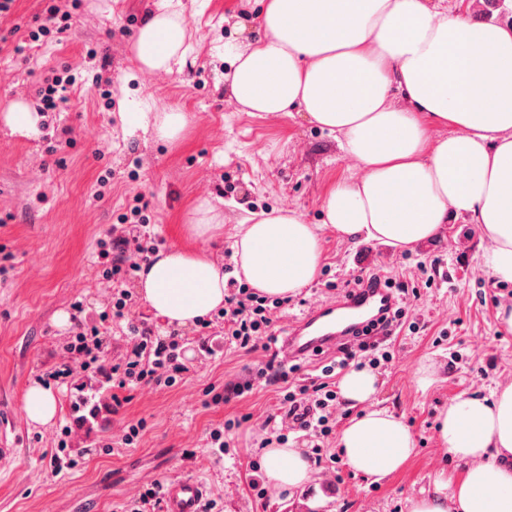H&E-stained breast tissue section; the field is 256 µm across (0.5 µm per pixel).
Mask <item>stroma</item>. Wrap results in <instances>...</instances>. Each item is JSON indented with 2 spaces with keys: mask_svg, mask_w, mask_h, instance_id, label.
Returning <instances> with one entry per match:
<instances>
[{
  "mask_svg": "<svg viewBox=\"0 0 512 512\" xmlns=\"http://www.w3.org/2000/svg\"><path fill=\"white\" fill-rule=\"evenodd\" d=\"M154 2L79 0L67 31L24 47L9 29H37L49 0H14L0 16V257L14 256L13 269L0 279V426L17 440L15 458L0 467V512H82L87 501L95 512H114L153 481L186 473L205 484L216 512H409L437 471L458 468L436 443L442 408L456 395H486L512 381V334L500 333L496 321L512 284L489 281L481 269L485 243L461 217L403 252L323 231L317 280L290 297L274 321L276 336H283L309 309L335 300L347 282L379 271L418 289L405 298V326L389 341L391 359L376 370L379 407L401 416L416 439L399 472L374 482L326 458L304 486L286 493L270 487L265 499L256 498L251 483L266 475L252 465L263 461L266 443L280 439L304 449L311 439L286 428L274 386L261 382L244 398L206 404L208 386L223 387L245 366L270 358L226 347L194 362L175 386L132 391L111 433L120 439L127 424L145 419L136 446L111 454L89 447L77 471L52 474L45 454L69 414L67 388L53 384L58 414L45 426L29 422L23 396L54 364L71 303L84 300L98 310L108 304L96 243L133 197H141L146 219L170 247L184 241L197 200L208 199L224 218V232L200 247L220 263L248 212L291 209L307 223H321L329 188L359 173L340 137L305 113L250 112L232 98L224 49L255 36L258 0H182L193 52L168 73L140 70L130 52ZM61 65L77 77L68 102L61 111L39 113L38 136L12 131L4 121L9 106H37L45 71ZM101 67L112 79L108 97L92 84ZM172 108L186 113L188 125L171 144L132 119ZM424 264L434 267L433 283L420 271ZM427 359L436 380L423 388L416 372ZM228 420L241 426L219 454L210 432Z\"/></svg>",
  "mask_w": 512,
  "mask_h": 512,
  "instance_id": "stroma-1",
  "label": "stroma"
}]
</instances>
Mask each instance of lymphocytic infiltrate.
<instances>
[{
    "label": "lymphocytic infiltrate",
    "mask_w": 512,
    "mask_h": 512,
    "mask_svg": "<svg viewBox=\"0 0 512 512\" xmlns=\"http://www.w3.org/2000/svg\"><path fill=\"white\" fill-rule=\"evenodd\" d=\"M132 222L109 225L97 241V262L102 278L112 287V304L98 314L97 320L84 318L83 302L72 305L76 314L69 337L58 346L59 363L48 371L49 379L64 381L69 399V422L57 434V443L50 455L55 474H68L79 468L84 452L79 447L80 435L107 432L111 417L118 413L125 399L124 391L144 385L174 386L188 371L184 349L196 346L198 354L215 355L224 343L235 344L248 352L270 351L276 342L271 327L275 310L282 299L260 295L247 284L233 278L232 264L228 272V294L218 316L224 321L223 332H199L186 335L177 329L162 335L144 317H133L134 305L128 283L135 278L143 263L148 262L164 246L165 241L152 224L141 216L140 207H133ZM126 321L129 339L117 351L111 350L112 325ZM384 351L381 342H363L357 347L341 346L340 358L325 366L319 377H299V364L284 366L267 363L255 374L246 375L211 392L212 404L227 403L251 393L256 380L278 386L282 409L294 429L329 436L328 406L336 398L337 371L350 366H378Z\"/></svg>",
    "instance_id": "f902f5d3"
}]
</instances>
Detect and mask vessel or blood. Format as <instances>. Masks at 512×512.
Segmentation results:
<instances>
[{
  "instance_id": "b4317fda",
  "label": "vessel or blood",
  "mask_w": 512,
  "mask_h": 512,
  "mask_svg": "<svg viewBox=\"0 0 512 512\" xmlns=\"http://www.w3.org/2000/svg\"><path fill=\"white\" fill-rule=\"evenodd\" d=\"M395 304L393 292L383 281L364 282L335 302L312 309L289 328L280 349L289 358L297 359L319 349L336 348L353 331L365 328ZM206 494L205 485L194 476L176 478L166 487L165 512H202Z\"/></svg>"
}]
</instances>
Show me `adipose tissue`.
Here are the masks:
<instances>
[{
  "label": "adipose tissue",
  "mask_w": 512,
  "mask_h": 512,
  "mask_svg": "<svg viewBox=\"0 0 512 512\" xmlns=\"http://www.w3.org/2000/svg\"><path fill=\"white\" fill-rule=\"evenodd\" d=\"M260 3L256 38L232 57V97L252 112L306 113L343 135L362 175L329 189L322 224L288 209L251 214L233 244L248 285L277 297L310 286L323 260L321 229L408 249L436 237L454 216L486 240V275L512 283V29L472 20L463 0L449 12L427 0ZM188 50L181 0H159L132 40L135 60L167 73ZM395 88L407 108L393 105ZM438 126L451 134L433 138ZM221 227L210 201L199 200L190 246L143 266L142 297L167 324H193L223 307L224 272L193 247ZM378 382L365 368L341 378L339 392L358 413L338 443L352 469L382 478L403 468L415 440L400 416L375 407ZM436 433L463 469L438 472L410 512H512V382L450 400ZM264 458L279 491L312 478L300 449L268 448Z\"/></svg>",
  "instance_id": "adipose-tissue-1"
}]
</instances>
